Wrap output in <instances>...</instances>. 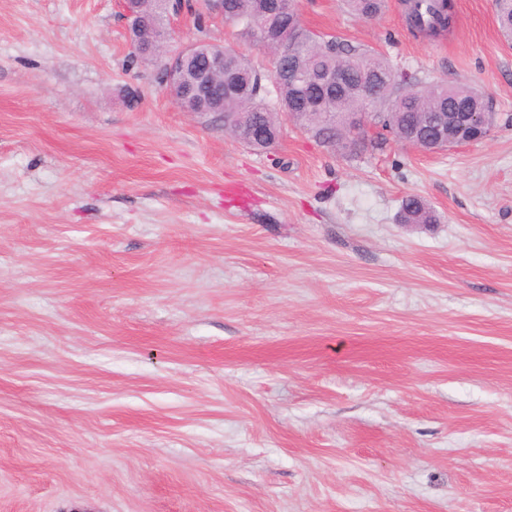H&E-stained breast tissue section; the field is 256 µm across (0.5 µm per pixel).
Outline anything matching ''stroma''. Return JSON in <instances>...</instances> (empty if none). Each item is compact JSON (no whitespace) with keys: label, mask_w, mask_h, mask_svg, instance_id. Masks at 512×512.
I'll return each instance as SVG.
<instances>
[{"label":"stroma","mask_w":512,"mask_h":512,"mask_svg":"<svg viewBox=\"0 0 512 512\" xmlns=\"http://www.w3.org/2000/svg\"><path fill=\"white\" fill-rule=\"evenodd\" d=\"M453 5L429 38L298 0L493 103L486 139L349 155L183 112L120 0H0V512H512V41ZM401 221L404 224H432L436 216L421 198L407 196L401 204Z\"/></svg>","instance_id":"obj_1"}]
</instances>
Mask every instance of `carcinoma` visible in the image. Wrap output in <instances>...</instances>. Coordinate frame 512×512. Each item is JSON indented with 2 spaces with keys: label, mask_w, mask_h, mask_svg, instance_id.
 Masks as SVG:
<instances>
[{
  "label": "carcinoma",
  "mask_w": 512,
  "mask_h": 512,
  "mask_svg": "<svg viewBox=\"0 0 512 512\" xmlns=\"http://www.w3.org/2000/svg\"><path fill=\"white\" fill-rule=\"evenodd\" d=\"M237 10L225 20L240 28L242 35L256 38V18L264 0H228ZM342 4L358 18L381 14L385 0H342ZM141 11L165 22L167 12L179 3L167 0H141ZM495 16L502 34L512 36V0H494ZM429 20H424L418 0H412L413 30L429 31L441 23L442 3L434 0L429 6ZM280 26L294 50L301 56L309 71H327L338 66L349 69L356 84L371 82L374 99L369 118L382 125L400 141H409L424 129L421 118L426 113L481 110L490 105L479 90L467 85H449L445 82L422 84L413 75L389 64L381 55L352 44L317 35L302 25L299 14L290 13L280 18ZM224 73L236 78L235 90L224 98V111L244 117L264 128H279V116L294 113V123L321 143L334 140L332 148L353 152L347 142L354 139L353 130L329 127L346 124L348 116L361 111V104L346 89L315 93L301 89L288 81H276L274 75H265L244 58L233 52L224 53ZM273 81L277 91L275 102L267 100L265 80ZM404 224H431L436 221L433 210L417 196H407L401 204Z\"/></svg>",
  "instance_id": "obj_1"
}]
</instances>
